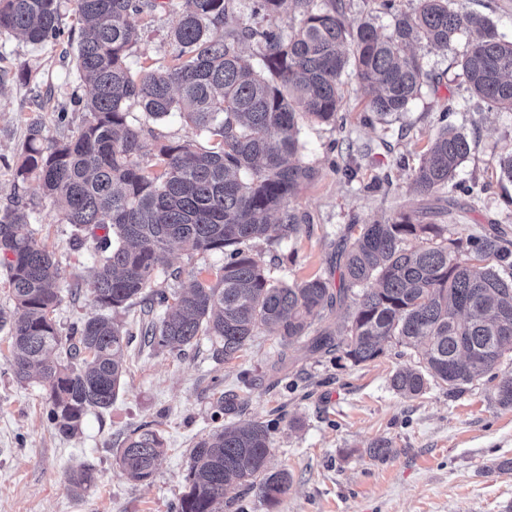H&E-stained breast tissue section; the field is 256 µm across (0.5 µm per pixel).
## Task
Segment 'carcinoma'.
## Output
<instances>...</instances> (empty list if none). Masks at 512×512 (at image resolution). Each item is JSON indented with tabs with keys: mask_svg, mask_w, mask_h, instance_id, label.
Listing matches in <instances>:
<instances>
[{
	"mask_svg": "<svg viewBox=\"0 0 512 512\" xmlns=\"http://www.w3.org/2000/svg\"><path fill=\"white\" fill-rule=\"evenodd\" d=\"M231 0H185L171 32L167 65L132 73L128 57L140 41L130 17L154 11L157 0H74L82 22L76 68L89 96L78 99L85 119L62 140L33 125L16 177L38 180L61 220L80 232L104 231L89 290L112 311L141 307L133 332L108 316L57 330L59 268L35 238L25 210L0 211V253L7 258L14 312H0L10 336L9 364L20 381L38 377L48 417L58 433L79 430L91 408L106 410L124 384L125 350L134 335L148 346L183 353L199 336H213L215 354L230 360L260 328L288 345L309 335L316 319L346 306L336 351L359 365L392 340L425 345L416 367L400 369L392 389L415 398L429 383L448 393L492 373L512 352V247L496 225L448 240L445 224H419L408 213L348 226L338 287L321 277L283 284L271 279L256 251L297 234L307 215L288 207L316 169L301 159L299 121L334 125L355 70L369 109L402 112L429 78L414 45L446 49L462 32L477 33L461 61L470 91L498 110H512V40L487 19L451 7V0H418L393 16L390 33L364 25L352 31L342 13L315 0H255L265 27L229 24ZM294 25L274 21L284 6ZM60 0H0V31L41 44L59 32ZM265 47L263 70L243 62L240 44ZM140 116H135L132 109ZM176 115L191 137L162 144L148 162L144 122ZM206 141L196 144V138ZM471 151L468 137L440 129L420 156L413 190L432 196L448 186ZM410 238L422 240L408 249ZM224 255L215 281L191 276L173 291L152 288L168 247ZM236 417L243 399L221 397ZM164 452L158 432L133 430L117 461L134 482L151 479ZM270 427L231 423L192 449L186 491L176 512H223L224 492L257 489L276 506L288 493L287 472L271 473Z\"/></svg>",
	"mask_w": 512,
	"mask_h": 512,
	"instance_id": "obj_1",
	"label": "carcinoma"
}]
</instances>
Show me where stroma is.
Segmentation results:
<instances>
[{
    "mask_svg": "<svg viewBox=\"0 0 512 512\" xmlns=\"http://www.w3.org/2000/svg\"><path fill=\"white\" fill-rule=\"evenodd\" d=\"M337 6L350 28L369 22L390 31L398 12L417 0H316ZM184 0H164L154 12L132 16L141 40L128 59L132 70L169 63L170 34ZM62 35L41 44L0 33V211L30 213L39 242L59 266L61 302L54 319L61 335L100 315L86 284L96 242L63 223L38 181L18 180L16 167L32 124L60 139L81 125L73 95H86L74 57L79 24L72 0H61ZM469 34L448 49L418 46L430 74L420 95L400 114L372 112L353 72L335 125L303 122L302 158L317 171L289 201L310 221L280 244L259 243L270 277L292 284L314 276L338 284L336 250L351 224H369L419 208L410 187L430 134L449 126L466 134L472 151L440 198L420 219L444 224L449 238L501 224L512 241V183L498 181L499 157L512 153V112L490 108L471 93L459 62ZM219 253L171 246L155 287L173 288L172 270L190 277L223 265ZM9 336L0 331V512H172L185 489L194 444L226 424L224 392L245 400L242 420L271 425L272 471L292 484L275 507L257 491L233 487L224 512H512V408L496 401L499 379L512 377V354L492 375L451 396L440 387L405 399L390 387L399 369L417 366V349L388 343L378 359L356 365L336 351H315L307 338L283 346L263 328L228 361L200 337L184 355L134 341L125 353L128 374L111 406L85 415L76 435H60L47 419L46 392L36 379L17 381L9 365ZM158 431L165 444L152 478L130 481L116 454L136 428ZM385 453H375L377 444ZM92 465L94 480L74 493L70 474Z\"/></svg>",
    "mask_w": 512,
    "mask_h": 512,
    "instance_id": "obj_1",
    "label": "stroma"
}]
</instances>
